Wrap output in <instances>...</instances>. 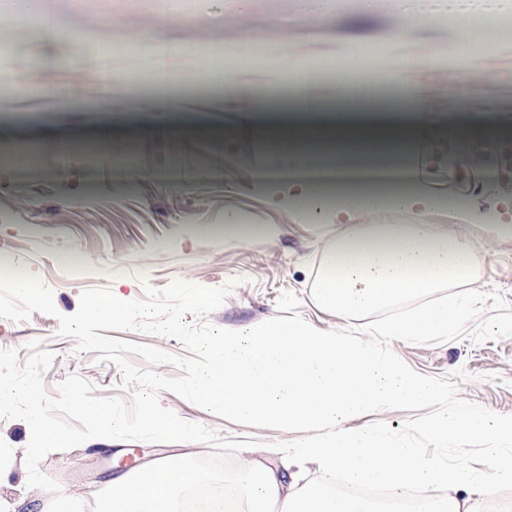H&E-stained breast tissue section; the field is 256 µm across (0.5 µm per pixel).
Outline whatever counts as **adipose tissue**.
<instances>
[{
    "label": "adipose tissue",
    "mask_w": 512,
    "mask_h": 512,
    "mask_svg": "<svg viewBox=\"0 0 512 512\" xmlns=\"http://www.w3.org/2000/svg\"><path fill=\"white\" fill-rule=\"evenodd\" d=\"M402 116L340 112L332 119L306 116L290 124L288 143L298 153L320 156L331 149L370 143L378 150L402 154L427 121V91L410 72L396 77ZM439 198L408 187L395 207L413 214L408 224H348L336 244L324 253L315 279L317 297L340 316L356 314L414 297H430L429 305L412 310L382 330L399 339L445 335L473 313V294L433 300L438 288L468 281L479 258L461 237H449L423 215ZM195 394L225 415L269 421L284 429L304 427L312 437L291 449L289 464H317L318 479L289 485L278 468L244 462L224 484L238 493L239 512H380L376 504L332 490L330 479L343 476L352 485H379L395 496L419 488L428 498L422 512H469L473 496L484 494L464 460L449 465L424 457L418 449L387 444L379 433L351 427L352 419L402 401L442 398L433 381L410 371L395 355L374 345L319 331L300 320L268 321L245 336H228L219 354L196 378ZM418 432L436 445H464L482 438L494 459L496 482L512 484V416L488 418L448 411L441 418L417 422ZM197 468L172 458L112 483L97 496V512H178L177 496L204 483ZM448 487L449 495L436 490Z\"/></svg>",
    "instance_id": "obj_1"
}]
</instances>
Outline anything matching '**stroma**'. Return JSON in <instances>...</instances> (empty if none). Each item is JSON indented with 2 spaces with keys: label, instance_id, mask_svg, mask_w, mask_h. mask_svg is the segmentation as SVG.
I'll return each mask as SVG.
<instances>
[{
  "label": "stroma",
  "instance_id": "stroma-1",
  "mask_svg": "<svg viewBox=\"0 0 512 512\" xmlns=\"http://www.w3.org/2000/svg\"><path fill=\"white\" fill-rule=\"evenodd\" d=\"M448 0H325L327 23L310 26L299 0H199L188 12L159 15L142 0H0V35L15 36V21L32 23L19 50L27 61L20 89L0 93V145H34L28 167L0 163V254L12 271L52 288L60 313L74 314L91 287H107L123 300L144 298L145 285L175 279L205 287L230 286L210 324L245 331L273 319H298L321 331L372 342L395 353L413 372L443 385L441 401L400 402L353 420L427 457H454L455 446L437 450L412 426L448 408L512 415V336L497 325L512 320V178L501 175L499 155L489 154L478 128L496 126L512 139V47L468 57V76L456 60L439 66L434 50L465 41L467 21L438 25L434 16ZM410 17L409 39L392 44L398 18ZM93 40L97 53L72 64L62 58L72 41ZM220 54L242 55L232 86L215 98L198 40ZM414 57L410 71L428 90L434 116L421 129L425 150L405 175L426 196L453 195L469 214L465 229L447 212L430 210L428 222L449 235L465 232L478 252L466 286L476 293L470 322L449 336L388 339L378 331L417 307L410 299L357 316L339 317L315 297L314 281L324 252L347 224L371 218L358 205L315 211L296 183L297 167L281 148L279 128L300 95L302 79L269 68L268 50L285 61L309 59L321 72L315 97L336 111L360 103L359 92L376 88L375 110L393 105L395 86L375 63L385 48ZM348 54L363 75L339 96L332 65ZM162 75L158 91L149 74ZM240 222L236 238L224 226ZM71 263H61V256ZM56 317L33 314L25 322L0 318V349L27 360L30 341L56 357L44 373L48 392L67 376L91 382L99 397L120 394L121 372L95 353L79 352L57 334ZM160 404L182 419L202 424L220 438L250 441L235 461L263 458L284 466L273 444L289 432L233 423L164 391ZM28 424L0 420V512H48L51 496L27 486ZM203 442L150 443L96 438L49 453L40 463L97 512L96 492L112 478L167 456L207 457Z\"/></svg>",
  "mask_w": 512,
  "mask_h": 512
}]
</instances>
